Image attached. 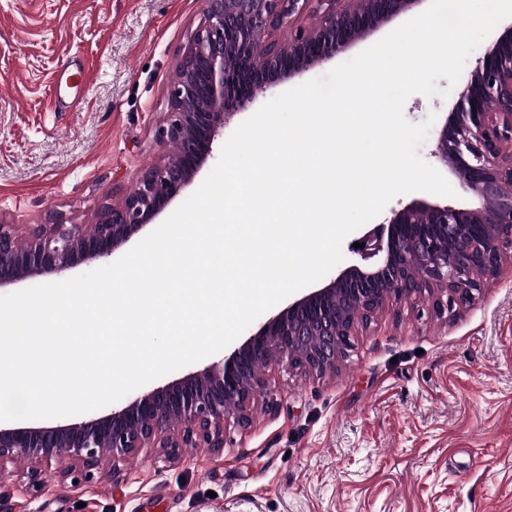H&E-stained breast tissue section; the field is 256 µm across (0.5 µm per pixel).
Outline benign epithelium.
<instances>
[{
    "label": "benign epithelium",
    "instance_id": "obj_1",
    "mask_svg": "<svg viewBox=\"0 0 512 512\" xmlns=\"http://www.w3.org/2000/svg\"><path fill=\"white\" fill-rule=\"evenodd\" d=\"M417 0H203V21L191 37L169 91L165 141L176 154L146 168L132 192L95 224H36L20 241L0 224V289L40 277L65 276L107 260L151 224L192 183L237 104L280 79L342 53L409 10ZM288 26V41L270 38ZM434 157L479 205L456 208L417 199L381 230L362 237L361 256L327 283L262 321L220 361L152 390L130 394L102 416L57 426L0 425V472L30 463L27 484L55 463L71 480L106 464L116 476L129 455L163 448L224 447V421L247 427L255 397L266 389L259 364L283 360L322 377L351 348L358 321L385 307L431 298L442 317L472 304L484 276L512 256V22L466 76L457 106L442 123Z\"/></svg>",
    "mask_w": 512,
    "mask_h": 512
}]
</instances>
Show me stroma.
<instances>
[{
  "label": "stroma",
  "instance_id": "1",
  "mask_svg": "<svg viewBox=\"0 0 512 512\" xmlns=\"http://www.w3.org/2000/svg\"><path fill=\"white\" fill-rule=\"evenodd\" d=\"M202 0H0V224L96 223L163 159L169 89ZM410 95L444 121L461 84ZM70 111L58 112L55 98ZM335 374L280 363L218 450L132 454L87 482L58 466L6 512H512V265L449 319L407 302L358 326Z\"/></svg>",
  "mask_w": 512,
  "mask_h": 512
}]
</instances>
